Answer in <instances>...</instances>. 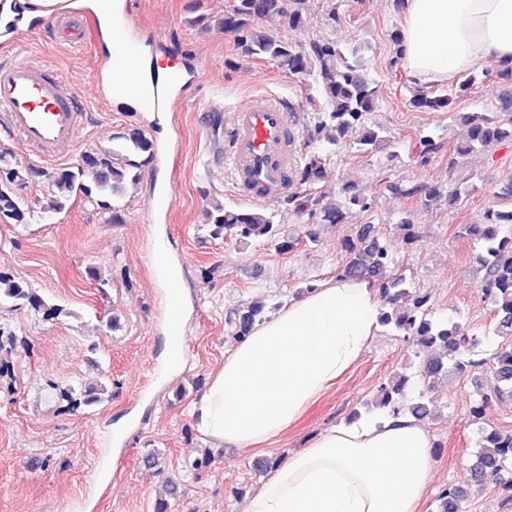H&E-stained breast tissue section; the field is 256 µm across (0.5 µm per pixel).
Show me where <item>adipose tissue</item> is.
Wrapping results in <instances>:
<instances>
[{"instance_id":"obj_1","label":"adipose tissue","mask_w":512,"mask_h":512,"mask_svg":"<svg viewBox=\"0 0 512 512\" xmlns=\"http://www.w3.org/2000/svg\"><path fill=\"white\" fill-rule=\"evenodd\" d=\"M402 60L416 83L512 63V0H400ZM371 282L336 277L256 323L211 374L191 413L237 448L277 442L360 358L379 329ZM425 423L381 410L319 433L279 464L243 512H419L434 462Z\"/></svg>"}]
</instances>
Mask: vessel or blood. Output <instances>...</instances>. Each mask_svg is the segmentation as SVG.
I'll use <instances>...</instances> for the list:
<instances>
[{
    "instance_id": "1",
    "label": "vessel or blood",
    "mask_w": 512,
    "mask_h": 512,
    "mask_svg": "<svg viewBox=\"0 0 512 512\" xmlns=\"http://www.w3.org/2000/svg\"><path fill=\"white\" fill-rule=\"evenodd\" d=\"M202 71L151 72L143 107L156 114L170 112L176 85H198ZM82 99L77 89L53 69L8 57L0 61V127L20 136L42 163L66 155L65 147L80 128ZM287 111L256 95L235 111L224 161L229 164L245 199L263 202L287 195L295 159ZM173 351L185 352L187 336L177 311L168 316Z\"/></svg>"
}]
</instances>
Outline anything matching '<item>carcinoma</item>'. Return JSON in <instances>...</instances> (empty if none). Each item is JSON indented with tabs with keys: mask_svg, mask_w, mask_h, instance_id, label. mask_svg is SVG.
<instances>
[{
	"mask_svg": "<svg viewBox=\"0 0 512 512\" xmlns=\"http://www.w3.org/2000/svg\"><path fill=\"white\" fill-rule=\"evenodd\" d=\"M308 0H232L229 9L217 19L208 20L204 28L217 29L236 37L244 56L258 57L273 62L278 68L298 79H312L316 93L324 100L326 110L320 113L312 137L324 149L310 155L300 172V185L304 190L288 197L299 213L317 207L319 219L328 224H339L349 205L363 209L369 207L366 198L353 192L348 183L341 184L339 195L343 202H323L315 197V186L327 176L325 157L336 153V148L348 141L350 134L363 129L359 145L361 150H376L389 143L378 127L368 128L365 121L378 106L377 89L364 72L360 62L361 48L346 52L329 39H314L306 47H299L269 33L265 22L284 19L290 28H299L304 21ZM478 76L468 73L457 85L435 93L420 90L411 105L426 111H439L460 92L469 90ZM469 134L465 142L456 147L460 155L474 153L493 141L512 140V111L501 113L496 122H488L475 116L466 117ZM153 141L140 128H131L112 138V146L94 151L98 172L88 175L84 163L77 162L45 174L48 181V197L41 210L45 214L62 212L73 194L79 192L89 197L107 191L115 195L126 184H135L141 169L153 158ZM31 169L11 163L8 153L0 151V223L25 224L31 215L28 205L20 198L17 188ZM399 193L413 197L422 195L431 202H448L456 205L467 197L469 190L457 186L446 191L422 184L413 185ZM206 223L215 238L234 236L239 240L262 238L281 253L292 251L297 239L284 237L273 219L256 210L224 208V204L212 201L205 210ZM481 232L483 254L479 258L484 271L480 279L481 290L494 306L496 321L492 329L495 336L512 337V239L500 236V226L512 224V210H488ZM350 260L339 275L350 279H373L380 284L384 304L388 309L381 314L380 325L395 331L414 345L435 351L433 358H425L420 374L434 377L460 367L463 360L479 344L473 336L461 332L459 323L448 318L436 320L431 315L429 299L405 287L402 277L386 275L392 256L390 246L383 241L373 224H364L356 239L349 243ZM11 300L42 312L46 318H57L64 309L51 306L24 280L0 271V300ZM266 319L265 305L253 303L237 312V335L244 337L252 326ZM497 386L495 393L512 396V343L501 344L489 358ZM408 378L401 375L378 390L375 398L364 403L366 410L392 406L405 410L417 419L428 414L424 402L409 401L405 396ZM105 389L67 387L59 390V396L76 406H93L101 402ZM512 470V432L493 429L485 433L481 449L470 466L471 481L481 484L487 479L502 482V475ZM464 491L458 486L444 489L439 496V512H464Z\"/></svg>",
	"mask_w": 512,
	"mask_h": 512,
	"instance_id": "carcinoma-1",
	"label": "carcinoma"
}]
</instances>
